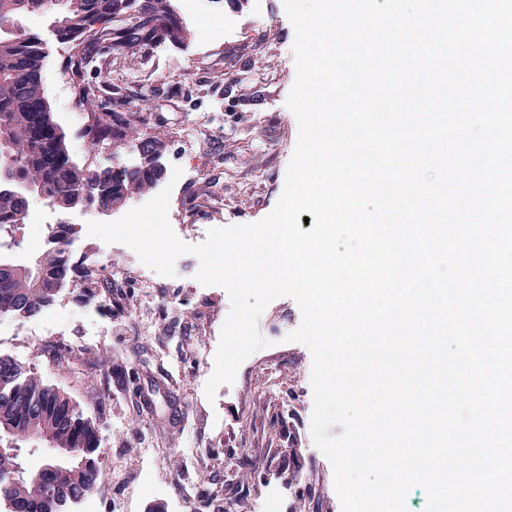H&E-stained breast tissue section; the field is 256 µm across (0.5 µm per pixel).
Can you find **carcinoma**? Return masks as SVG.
I'll list each match as a JSON object with an SVG mask.
<instances>
[{
  "label": "carcinoma",
  "instance_id": "cac0c4a2",
  "mask_svg": "<svg viewBox=\"0 0 512 512\" xmlns=\"http://www.w3.org/2000/svg\"><path fill=\"white\" fill-rule=\"evenodd\" d=\"M45 13L51 14L56 39L70 46L64 69L86 111L81 134L88 148L109 144L119 152L129 149L137 156L135 163L93 171L79 167L47 105L39 118L48 133L46 146L58 163L52 169L42 161V146L32 140L29 125L31 107L47 102L41 77L43 42L22 28L21 21ZM185 36L169 0H0V167L12 177L0 187V238L16 241V233L31 219L35 197L61 215L78 206L114 211L165 177V138L130 136L137 113L99 111V88L85 82V74L102 54L179 42ZM74 233L72 224L48 225L41 247L26 264L0 254V319L42 316L69 281L86 288L83 302L95 299L96 273L68 257ZM34 447L69 453L71 462L60 471L44 457L30 467L24 453ZM1 448L16 452L12 469L0 464L3 512H71L102 473L99 433L81 406L45 384L38 373L0 354ZM37 473L38 486L31 479Z\"/></svg>",
  "mask_w": 512,
  "mask_h": 512
}]
</instances>
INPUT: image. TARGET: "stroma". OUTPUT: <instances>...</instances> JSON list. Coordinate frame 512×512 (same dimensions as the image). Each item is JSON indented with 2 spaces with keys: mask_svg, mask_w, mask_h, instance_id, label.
<instances>
[{
  "mask_svg": "<svg viewBox=\"0 0 512 512\" xmlns=\"http://www.w3.org/2000/svg\"><path fill=\"white\" fill-rule=\"evenodd\" d=\"M27 31L41 35L46 58L42 80L55 122L66 137L73 162L100 168L97 151L79 136L84 112L63 62L69 47L49 31L45 16L24 19ZM294 30L283 0H263L260 13L247 16L239 41L209 44L188 33L181 42L154 43L106 56L102 70L89 71L87 82L100 86L103 111L137 106L138 136H165L166 166L205 174L223 188L211 201L194 180H180V221L202 229L255 223L275 207L298 139V122L286 102L296 80ZM267 45L274 66L262 67L255 46ZM205 118L196 142L182 132L195 118ZM93 209H76L68 220L76 227L72 260L101 258L104 244L88 236V221L104 220ZM199 261L184 255L176 274L161 277L158 288L142 299L156 323L143 328L135 310L117 314L109 306L85 305L81 286L67 284L53 311L59 330L28 338L18 318L0 320V353L39 373L67 391L99 427L104 470L119 480L97 484L92 495L97 512L182 511L181 491L191 494L186 512H266L270 487H281L288 512H341L333 468L311 437L312 356L306 346L287 341L302 312L289 297L272 301L258 319L270 347L249 356L235 380L220 385L207 400L205 384L230 299L219 286L196 278ZM96 327L101 348L122 358L112 374V401L92 405L88 394L107 372L97 351L86 350L84 334ZM78 351V358L57 364L58 350ZM198 449L199 470L186 464L184 449ZM159 473L155 492L141 489L144 475Z\"/></svg>",
  "mask_w": 512,
  "mask_h": 512,
  "instance_id": "1",
  "label": "stroma"
}]
</instances>
